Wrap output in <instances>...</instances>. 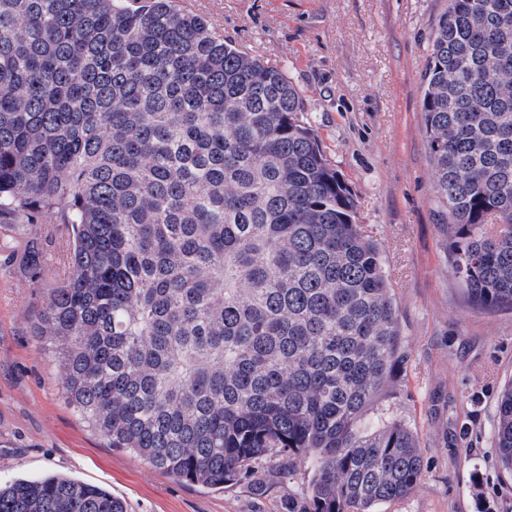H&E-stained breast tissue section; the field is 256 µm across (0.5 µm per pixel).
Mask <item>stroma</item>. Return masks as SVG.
Here are the masks:
<instances>
[{
	"label": "stroma",
	"mask_w": 512,
	"mask_h": 512,
	"mask_svg": "<svg viewBox=\"0 0 512 512\" xmlns=\"http://www.w3.org/2000/svg\"><path fill=\"white\" fill-rule=\"evenodd\" d=\"M448 0H186L226 41L284 70L306 116L377 240L398 310L401 350L376 406L418 440L422 481L376 512H512V477L493 443L496 400L512 381V313L473 308L448 265V216L438 205L422 78ZM68 230L0 234V480L67 475L102 486L130 512H282L306 473L215 491L110 448L67 405L54 362L30 323L48 278L22 263L37 246L58 262Z\"/></svg>",
	"instance_id": "obj_1"
}]
</instances>
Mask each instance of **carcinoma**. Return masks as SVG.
Here are the masks:
<instances>
[{"label": "carcinoma", "mask_w": 512, "mask_h": 512, "mask_svg": "<svg viewBox=\"0 0 512 512\" xmlns=\"http://www.w3.org/2000/svg\"><path fill=\"white\" fill-rule=\"evenodd\" d=\"M177 0H0V224H65L34 314L68 405L211 489L310 474L285 512H374L422 480L372 423L400 350L381 250L286 72ZM422 112L448 264L512 313V0H448ZM494 447L512 474V382ZM0 512H128L104 488L0 484Z\"/></svg>", "instance_id": "carcinoma-1"}]
</instances>
